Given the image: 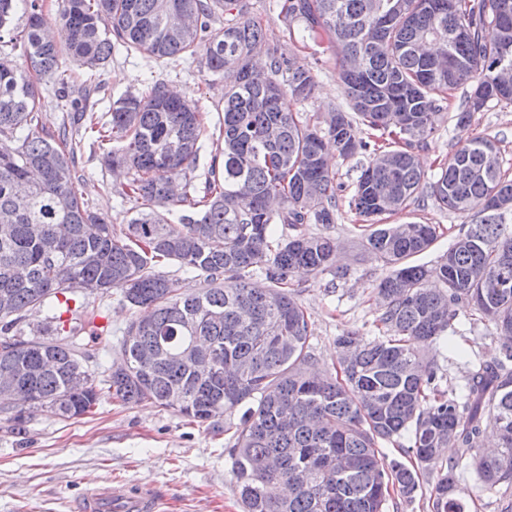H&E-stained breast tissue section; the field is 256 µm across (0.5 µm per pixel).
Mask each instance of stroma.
<instances>
[{
	"mask_svg": "<svg viewBox=\"0 0 512 512\" xmlns=\"http://www.w3.org/2000/svg\"><path fill=\"white\" fill-rule=\"evenodd\" d=\"M253 3L256 15L269 28V40L258 62H268L273 52L294 56L315 74L312 93L305 99H289L291 110L312 120L344 104L338 79L340 60L329 43L302 46L289 38L278 17L277 0ZM159 76L196 103L207 125H214L224 96L221 79L193 64L176 71L160 70ZM147 77L148 68L140 55L114 56L94 97L98 109L108 108L125 92L139 91ZM454 113L451 106L441 109L429 147L417 152L426 176L436 175L455 155L460 132ZM469 133L496 141L502 169L512 177V104L488 103L474 113ZM362 162L358 156L332 163L341 191L338 220L330 233L339 244L346 276L339 278L327 271L314 278L296 275L290 281L308 311L313 354L323 367L336 362L335 339L344 330L356 329L369 337L378 333L380 307L375 288L389 269L365 249L361 219L348 207ZM76 165L84 176L80 187L84 199L115 224H122L123 208L115 193L118 182L112 171L102 167L97 148L83 143ZM409 220L438 227L435 244L415 258L416 263L431 265L447 251L461 225L470 223L471 216L430 199L419 210L388 218L392 224ZM459 323L467 331L459 340L462 352L459 360L445 367L448 383L454 387L462 382L467 360L477 355L498 356L502 348L490 322L470 325L469 313L463 310ZM233 444L232 433L187 424L173 410L148 403L124 405L105 399L95 414L63 419L39 413L20 430L7 414L0 413V512H78L79 501L99 488L128 495L152 494L161 503L159 512H241L229 456Z\"/></svg>",
	"mask_w": 512,
	"mask_h": 512,
	"instance_id": "35a3bbf8",
	"label": "stroma"
}]
</instances>
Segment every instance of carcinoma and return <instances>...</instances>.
Listing matches in <instances>:
<instances>
[{
    "label": "carcinoma",
    "mask_w": 512,
    "mask_h": 512,
    "mask_svg": "<svg viewBox=\"0 0 512 512\" xmlns=\"http://www.w3.org/2000/svg\"><path fill=\"white\" fill-rule=\"evenodd\" d=\"M289 36L294 24L315 41L327 36L342 62L346 106L326 113V128L285 106L307 98L312 69L272 54L252 57L268 29L249 0H59L58 35L46 34L39 0H0V48L21 47L29 66L0 55V370L21 371L9 391L10 420L21 428L37 412L71 419L102 398L171 408L191 423L234 430L231 451L243 512H384L390 490L412 501L419 472L387 459L381 445L405 436L403 454L437 472L431 512H470L457 471L470 467L481 488L501 493L512 512V346L468 361L457 391L442 386L438 357L462 335L459 311L512 328V188L500 150L484 137L458 140L456 162L425 179L414 152L428 145L436 110L463 100L455 126L465 131L490 101L512 102L496 82L511 52L512 0H279ZM224 25L214 26L219 13ZM25 17L24 25L17 23ZM136 51L149 69L192 60L224 81L222 118L208 130L195 103L152 75L98 111L112 56ZM53 85L63 116L42 123V84ZM97 143L103 165L125 170L118 191L131 204L120 227L79 193L77 132ZM217 136L205 181L196 167L203 140ZM365 155L349 207L366 222V245L390 272L376 287L379 335L336 337L338 369L315 367L309 323L294 272L334 268L338 244L325 228L339 211L336 173L324 157ZM431 198L475 213L431 266L412 258L438 237L434 224H383L381 217ZM282 224L289 235L276 234ZM174 262L203 279L193 291L156 266ZM264 276L265 288L251 279ZM119 289L148 316L131 320L119 342L127 365L97 386L84 362L112 348L83 307L64 336L8 333L25 313L68 293L107 296ZM420 343L436 345L427 360ZM214 354L221 373L198 377L189 347ZM144 349L154 353L142 364ZM86 388L69 386L71 373ZM499 448L482 451L488 428ZM443 448L458 449L443 462Z\"/></svg>",
    "instance_id": "cac0c4a2"
}]
</instances>
